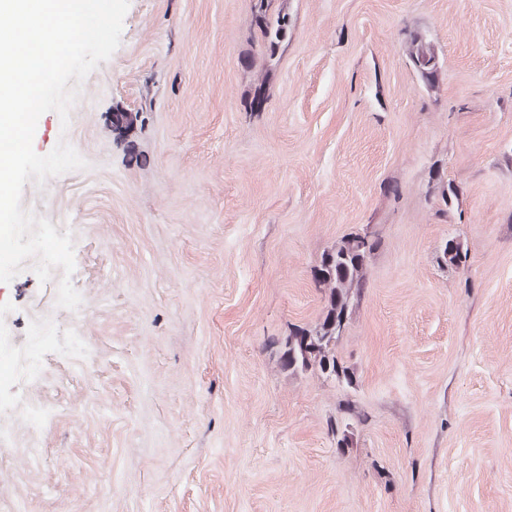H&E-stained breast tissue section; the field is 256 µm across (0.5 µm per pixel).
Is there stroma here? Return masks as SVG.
Instances as JSON below:
<instances>
[{
	"label": "stroma",
	"instance_id": "35a3bbf8",
	"mask_svg": "<svg viewBox=\"0 0 512 512\" xmlns=\"http://www.w3.org/2000/svg\"><path fill=\"white\" fill-rule=\"evenodd\" d=\"M286 10L268 62L250 0H130L69 124L40 118L34 150L87 167L22 206L72 234L82 303L57 307L30 259L0 283L18 342L56 324L38 377L0 357V512H512V0ZM368 225L346 379L288 371L323 253ZM406 56L426 87L434 84L440 61L434 45L423 35L412 33L406 40Z\"/></svg>",
	"mask_w": 512,
	"mask_h": 512
}]
</instances>
